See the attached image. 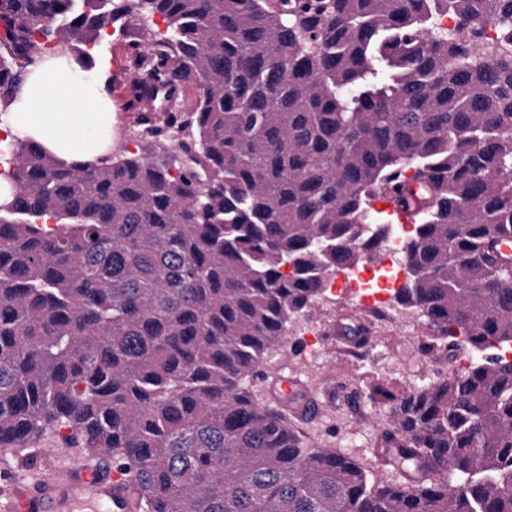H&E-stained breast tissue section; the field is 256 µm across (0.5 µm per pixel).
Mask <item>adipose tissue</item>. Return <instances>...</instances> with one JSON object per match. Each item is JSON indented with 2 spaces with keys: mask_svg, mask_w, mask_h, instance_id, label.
I'll return each mask as SVG.
<instances>
[{
  "mask_svg": "<svg viewBox=\"0 0 512 512\" xmlns=\"http://www.w3.org/2000/svg\"><path fill=\"white\" fill-rule=\"evenodd\" d=\"M66 59L59 54L25 81L11 106V130L60 159L93 162L104 155L98 133L111 123L112 106L101 83L69 74Z\"/></svg>",
  "mask_w": 512,
  "mask_h": 512,
  "instance_id": "obj_1",
  "label": "adipose tissue"
}]
</instances>
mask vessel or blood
I'll return each mask as SVG.
<instances>
[{
	"mask_svg": "<svg viewBox=\"0 0 512 512\" xmlns=\"http://www.w3.org/2000/svg\"><path fill=\"white\" fill-rule=\"evenodd\" d=\"M279 389L307 413L317 410V401L296 380H281ZM0 512H131V499L123 472L76 461L36 484H16Z\"/></svg>",
	"mask_w": 512,
	"mask_h": 512,
	"instance_id": "vessel-or-blood-1",
	"label": "vessel or blood"
}]
</instances>
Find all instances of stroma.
<instances>
[{
    "label": "stroma",
    "mask_w": 512,
    "mask_h": 512,
    "mask_svg": "<svg viewBox=\"0 0 512 512\" xmlns=\"http://www.w3.org/2000/svg\"><path fill=\"white\" fill-rule=\"evenodd\" d=\"M391 322L376 325L374 338L357 362L343 360L342 350L349 342L336 329L346 318L360 317L356 298L341 301L332 297L320 299L311 316L291 327L286 343L282 344L272 365L283 375L308 383L321 403L320 410L301 421L302 430H317L322 439L334 446L353 442L364 465H372V451L382 441V422L387 407L370 402L363 384L365 377L374 375L387 381H399L407 375L426 380L434 375L435 366L422 361L408 365L401 353L409 339L400 330L405 322L420 323L417 312L389 303ZM316 330L320 339L318 358L308 352V330ZM74 456L56 447L35 451L33 459L0 457V503L11 482H36L43 473L73 462Z\"/></svg>",
    "instance_id": "35a3bbf8"
}]
</instances>
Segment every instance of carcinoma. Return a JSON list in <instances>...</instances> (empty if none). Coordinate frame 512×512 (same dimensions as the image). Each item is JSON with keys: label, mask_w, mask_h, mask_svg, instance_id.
Wrapping results in <instances>:
<instances>
[{"label": "carcinoma", "mask_w": 512, "mask_h": 512, "mask_svg": "<svg viewBox=\"0 0 512 512\" xmlns=\"http://www.w3.org/2000/svg\"><path fill=\"white\" fill-rule=\"evenodd\" d=\"M114 26L162 148L0 159V444L110 457L139 512H512V0H0V106ZM385 200L414 226L394 301L468 360L367 386L389 483L256 389Z\"/></svg>", "instance_id": "cac0c4a2"}]
</instances>
